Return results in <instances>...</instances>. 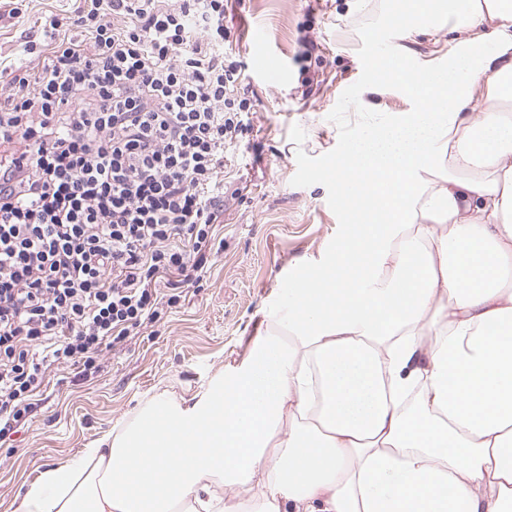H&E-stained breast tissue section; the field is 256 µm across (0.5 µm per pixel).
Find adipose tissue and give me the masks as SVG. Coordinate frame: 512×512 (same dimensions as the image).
<instances>
[{"label":"adipose tissue","mask_w":512,"mask_h":512,"mask_svg":"<svg viewBox=\"0 0 512 512\" xmlns=\"http://www.w3.org/2000/svg\"><path fill=\"white\" fill-rule=\"evenodd\" d=\"M443 64L391 77L291 279L205 391L152 398L15 512H512V0H417ZM481 111H471L473 102Z\"/></svg>","instance_id":"obj_1"}]
</instances>
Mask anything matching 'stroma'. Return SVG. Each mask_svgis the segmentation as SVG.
<instances>
[{
	"mask_svg": "<svg viewBox=\"0 0 512 512\" xmlns=\"http://www.w3.org/2000/svg\"><path fill=\"white\" fill-rule=\"evenodd\" d=\"M22 17L0 7V88L26 60L25 41L43 38L45 20L73 12L78 0H24ZM393 0H229L225 25L232 54L245 66L252 133L228 154L241 189L227 201L201 287L187 289L160 324L141 329L123 352L107 354L98 378L53 370L33 417L0 444V512L39 472L74 460L104 433L121 428L153 396L192 394L250 347L262 310L311 262L331 257L349 230L336 204L330 166L358 128L349 107L408 112L413 101L396 83L373 81L374 36ZM283 59L287 74L272 86L250 65L254 34ZM447 28L413 38L394 34L395 58L417 66L442 60Z\"/></svg>",
	"mask_w": 512,
	"mask_h": 512,
	"instance_id": "35a3bbf8",
	"label": "stroma"
}]
</instances>
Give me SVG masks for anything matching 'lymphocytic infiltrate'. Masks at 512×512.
Listing matches in <instances>:
<instances>
[{
    "instance_id": "obj_1",
    "label": "lymphocytic infiltrate",
    "mask_w": 512,
    "mask_h": 512,
    "mask_svg": "<svg viewBox=\"0 0 512 512\" xmlns=\"http://www.w3.org/2000/svg\"><path fill=\"white\" fill-rule=\"evenodd\" d=\"M224 0H82L0 89V440L198 287L253 103Z\"/></svg>"
}]
</instances>
